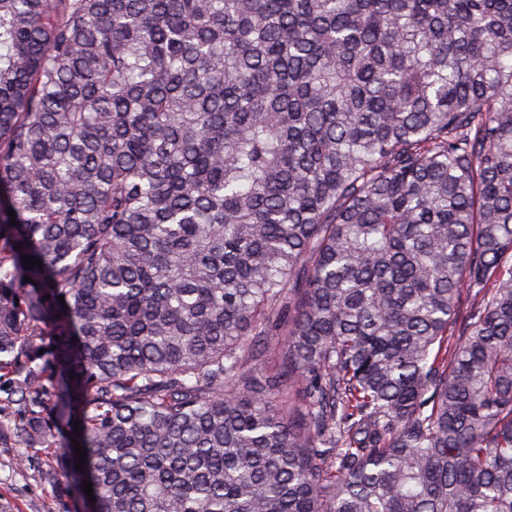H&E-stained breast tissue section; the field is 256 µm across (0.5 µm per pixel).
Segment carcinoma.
Segmentation results:
<instances>
[{
    "instance_id": "obj_1",
    "label": "carcinoma",
    "mask_w": 512,
    "mask_h": 512,
    "mask_svg": "<svg viewBox=\"0 0 512 512\" xmlns=\"http://www.w3.org/2000/svg\"><path fill=\"white\" fill-rule=\"evenodd\" d=\"M63 430L93 512H512V0H0V447Z\"/></svg>"
}]
</instances>
